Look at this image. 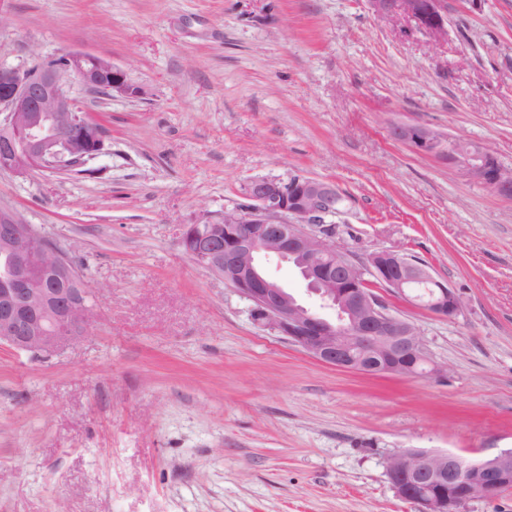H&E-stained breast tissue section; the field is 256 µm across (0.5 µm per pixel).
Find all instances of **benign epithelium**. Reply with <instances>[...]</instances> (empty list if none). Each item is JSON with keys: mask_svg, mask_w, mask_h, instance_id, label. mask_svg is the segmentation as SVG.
<instances>
[{"mask_svg": "<svg viewBox=\"0 0 512 512\" xmlns=\"http://www.w3.org/2000/svg\"><path fill=\"white\" fill-rule=\"evenodd\" d=\"M375 13L413 22L432 40L448 32V0H369ZM110 97L138 98L145 89L111 60L78 52L29 66L0 67V173L26 177L78 167L105 150L99 124L81 112L71 82ZM391 136L512 198V168L481 143L444 136L421 124H394ZM246 203L207 214L183 226L181 244L195 262L251 302L258 318L315 360L366 375L440 376L416 326L391 313L364 288L366 275L393 294L415 302L409 285H430L431 313L453 319L456 290L436 280L425 264L398 250H382L358 262L333 241L339 193L328 182L260 176L243 186ZM0 253L15 287L0 289V345L31 355H51L84 339L94 305L87 278L60 248L38 239L32 225L0 209ZM294 265L309 290L334 311L326 319L270 277L264 262ZM397 497L420 512H460L468 502L512 487V448L481 459L452 452L406 450L387 463Z\"/></svg>", "mask_w": 512, "mask_h": 512, "instance_id": "7a95c632", "label": "benign epithelium"}]
</instances>
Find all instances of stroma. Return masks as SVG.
<instances>
[{"mask_svg": "<svg viewBox=\"0 0 512 512\" xmlns=\"http://www.w3.org/2000/svg\"><path fill=\"white\" fill-rule=\"evenodd\" d=\"M35 52L108 57L146 94L73 84L104 152L0 174V209L98 291L79 344L0 346V512H418L391 455L512 448V198L389 132L423 123L512 167V0H448L440 43L369 0H0V65ZM260 176L332 183L338 245L458 289L451 320L375 290L447 376L322 364L183 251V225Z\"/></svg>", "mask_w": 512, "mask_h": 512, "instance_id": "35a3bbf8", "label": "stroma"}]
</instances>
